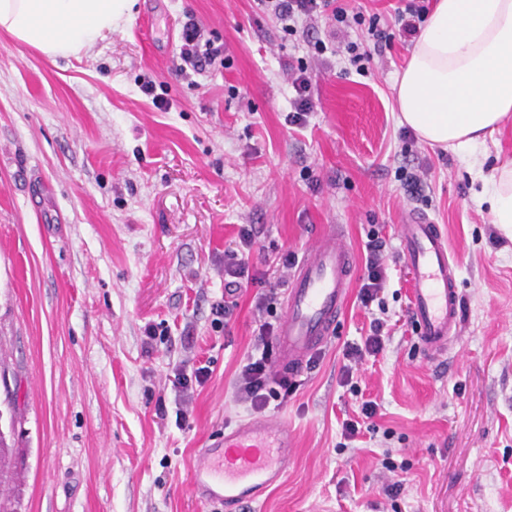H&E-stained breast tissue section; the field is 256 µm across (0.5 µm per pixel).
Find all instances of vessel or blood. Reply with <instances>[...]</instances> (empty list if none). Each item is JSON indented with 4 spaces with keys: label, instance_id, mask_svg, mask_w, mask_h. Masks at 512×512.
<instances>
[{
    "label": "vessel or blood",
    "instance_id": "obj_1",
    "mask_svg": "<svg viewBox=\"0 0 512 512\" xmlns=\"http://www.w3.org/2000/svg\"><path fill=\"white\" fill-rule=\"evenodd\" d=\"M400 242L422 347L429 355H446L458 339L459 325L456 264L448 241L439 225L416 217L401 225ZM351 273V252L336 231L312 241L285 295L276 340L278 372L298 373L327 345L347 304ZM294 448V436L280 418L241 421L225 431L218 447L204 450L192 469L193 491L199 499H220L227 512H238L282 481Z\"/></svg>",
    "mask_w": 512,
    "mask_h": 512
}]
</instances>
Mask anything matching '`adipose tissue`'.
<instances>
[{
  "instance_id": "adipose-tissue-1",
  "label": "adipose tissue",
  "mask_w": 512,
  "mask_h": 512,
  "mask_svg": "<svg viewBox=\"0 0 512 512\" xmlns=\"http://www.w3.org/2000/svg\"><path fill=\"white\" fill-rule=\"evenodd\" d=\"M134 0H0V30L56 58L91 51ZM403 123L467 150L512 118V0H437L394 82ZM495 223L512 228V160L488 180Z\"/></svg>"
}]
</instances>
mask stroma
Masks as SVG:
<instances>
[{"instance_id":"stroma-1","label":"stroma","mask_w":512,"mask_h":512,"mask_svg":"<svg viewBox=\"0 0 512 512\" xmlns=\"http://www.w3.org/2000/svg\"><path fill=\"white\" fill-rule=\"evenodd\" d=\"M190 13L224 43V68L180 74ZM411 49L394 42L363 73L337 56L326 67L258 0H135L123 27L66 58L0 31V410L13 409L20 512H225L196 498L191 471L252 415L234 383L255 346V297L277 285L282 250L304 256L332 224L355 277L367 233L388 243L384 348L343 384L344 349L375 315L349 298L296 392L269 408L296 450L243 512H512V233L474 176L512 160V121L467 154L410 137L392 84ZM297 58L316 102L300 126L280 75ZM403 166L430 168L421 196L405 191ZM420 215L458 266V339L437 360L412 320L398 236ZM244 226L264 282L242 287L217 325L224 250ZM201 362L211 376L182 428L171 379ZM364 397L378 413L341 447ZM387 453L407 471L391 496Z\"/></svg>"}]
</instances>
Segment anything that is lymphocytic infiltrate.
Here are the masks:
<instances>
[{
  "label": "lymphocytic infiltrate",
  "mask_w": 512,
  "mask_h": 512,
  "mask_svg": "<svg viewBox=\"0 0 512 512\" xmlns=\"http://www.w3.org/2000/svg\"><path fill=\"white\" fill-rule=\"evenodd\" d=\"M267 14L280 26L282 31L296 34L307 29L316 18L329 15L332 29L328 40H316L317 54L332 52L345 57L357 71H365L373 56L382 53L394 40L407 41L414 38L424 23L429 6L427 0H404L396 9L390 24H382L379 14L357 12L347 13L340 0H262ZM359 25L364 29L362 41L350 40L348 28ZM180 58L186 68L200 74L213 66L223 64L224 47L217 44L204 26L195 18L188 17L183 25ZM284 81L294 92L292 110L288 121L304 124L309 112L315 107L312 94V76L307 67L300 63H288L282 71ZM386 242L378 232L371 231L363 245L365 274L361 279L357 300L368 308L378 301L388 278V264L385 256ZM278 292L269 288L256 301L259 315L255 328L257 352L248 357L241 367L237 381V396L248 403L253 411L262 412L270 402L287 399L295 390L294 383L287 376L274 374L272 357L275 325L270 322L278 304Z\"/></svg>",
  "instance_id": "1"
}]
</instances>
